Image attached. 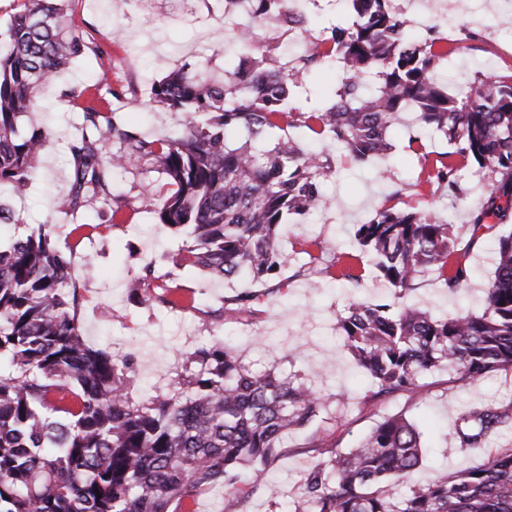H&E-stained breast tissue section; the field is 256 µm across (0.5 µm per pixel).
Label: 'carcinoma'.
I'll use <instances>...</instances> for the list:
<instances>
[{
	"mask_svg": "<svg viewBox=\"0 0 512 512\" xmlns=\"http://www.w3.org/2000/svg\"><path fill=\"white\" fill-rule=\"evenodd\" d=\"M242 1L253 24L237 30L244 53L232 81L186 65L152 85L155 104L189 114L183 135L147 139L92 105L81 107L69 143L72 184L54 201L57 212L74 215L101 196L119 214L113 172L147 159L170 185L160 223L189 239L173 265L267 283L286 263L278 227L324 208L322 185L334 173L330 155L305 148L287 130L305 128L310 140L328 141L354 161L386 158L391 122L412 105L450 145L432 159L425 182L458 196L465 171L488 169L499 179L473 210L472 225L478 230L490 217L512 225V81L486 76L468 96L448 93L434 74L448 42L432 31L414 43L392 0H345L352 24L310 41L302 67L289 69L252 54L255 29L269 21L304 26L307 0H224V14ZM67 8L65 0H22L0 28V190L15 197L30 185L47 135L23 133L20 119L42 111L39 87L90 50L65 24ZM333 59L345 72L338 100L323 110L290 107L303 71ZM239 129L245 141L230 142ZM275 129L284 136L271 150L258 149ZM111 138L119 149L110 154ZM56 229L38 224L0 246V512H179L189 492L217 483L236 507V471L267 462L285 434L323 406L322 396L272 369L254 372L214 344L183 364L176 393L134 400L133 359L82 335L83 295ZM354 238L396 296L430 267L450 292L470 278L465 255L448 264L457 252L452 225L423 210L383 204L356 225ZM170 276L147 268L131 281V294L160 278L158 299L174 307L182 286ZM251 301L239 293L228 315L248 311ZM338 326L375 398L415 393L438 368L459 381L512 372V230L499 238L481 312L434 319L386 300L357 301ZM509 427L512 399L472 406L454 436L461 448H480ZM420 438L407 418L383 419L357 447L311 470L293 512H512V448H493L475 467L398 493L422 462Z\"/></svg>",
	"mask_w": 512,
	"mask_h": 512,
	"instance_id": "carcinoma-1",
	"label": "carcinoma"
}]
</instances>
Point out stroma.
<instances>
[{
	"label": "stroma",
	"instance_id": "1",
	"mask_svg": "<svg viewBox=\"0 0 512 512\" xmlns=\"http://www.w3.org/2000/svg\"><path fill=\"white\" fill-rule=\"evenodd\" d=\"M396 5L412 38H421L430 28L451 37L453 51L436 67L450 89L490 73L512 75V27L502 24L505 16H512V0H396ZM308 11L310 22L303 30L258 27L259 49L291 61L323 28L352 22L342 0H310ZM69 18L93 49L38 92L42 110L35 119L47 122L50 135L27 194L8 200L17 222L0 232V241L22 236L34 224L96 225V232L79 245L63 234L56 243L74 251L73 265L84 295L82 331L88 342L118 356L134 357L136 375L130 392L135 399L168 393L187 356L217 341L244 365L295 374L323 396V408L305 427L289 432L268 463L241 471L238 512H290L310 468L336 451L355 447L380 421L395 414L412 420L422 434L423 461L412 483L426 484L441 470L456 472L482 463L487 449L452 450L446 438L469 406L512 398V373L463 382L440 368L421 379V398L401 393L376 399L371 380L344 348L337 321L354 301L393 296L372 256L352 242L354 225L367 222L387 202L436 215L452 225L458 245L470 248L472 276L466 287L448 292L436 272L428 269L406 294L405 303L435 318L480 311L503 232L494 223L474 230L471 221V209L480 202L490 172L464 175L462 205L452 204L446 191L422 184V163L405 149L409 136L423 133L431 152L447 151L448 144L438 133L422 130L417 111L409 107L389 129L393 150L387 158L359 164L335 154L336 172L323 186L327 208L281 226L278 245L287 259L285 287L266 288L244 278L221 282L194 269L172 270L167 257L187 238L159 222L158 205L169 186L151 163L115 171L112 188L124 199L120 215H113L99 198L73 216L54 211V198L71 187L68 144L77 133L80 107L69 92L84 90L85 100L94 101L101 111H116L121 124L137 127L147 138L180 132L185 113L155 105L152 84L187 63L224 77L238 53L236 26L248 17L239 14L234 24H225L224 0H71ZM343 78V68L335 61L309 68L293 106L306 111L328 105ZM92 85L97 88L93 94L88 91ZM117 87L123 91L118 98L112 95ZM313 245L329 256H347L363 276L360 286L310 266L306 250ZM149 265L160 274L174 272L187 297L183 306L158 302L155 287L131 295L128 279L143 275ZM242 291L255 296L250 311L227 319L226 300ZM274 486L280 493L276 499L269 496Z\"/></svg>",
	"mask_w": 512,
	"mask_h": 512
}]
</instances>
